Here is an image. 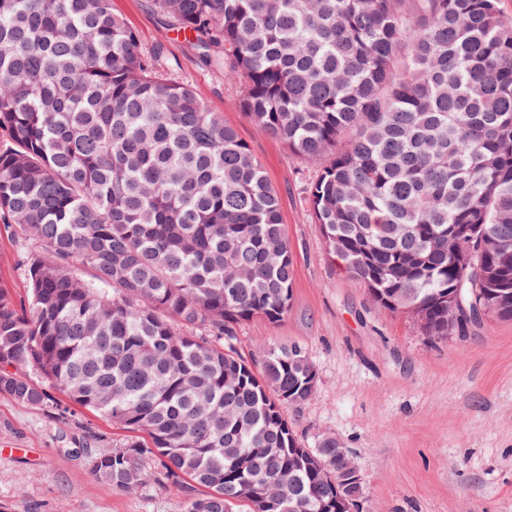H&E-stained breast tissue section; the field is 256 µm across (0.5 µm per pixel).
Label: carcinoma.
I'll list each match as a JSON object with an SVG mask.
<instances>
[{
    "label": "carcinoma",
    "mask_w": 512,
    "mask_h": 512,
    "mask_svg": "<svg viewBox=\"0 0 512 512\" xmlns=\"http://www.w3.org/2000/svg\"><path fill=\"white\" fill-rule=\"evenodd\" d=\"M500 0H152L257 128L327 159L306 203L375 305L448 335L442 299L512 289V15ZM112 0H0V223L28 286L0 289V394L47 409L35 373L133 433L99 454L123 490L185 512H338L336 443L311 453L299 346L259 368L234 325L277 323L294 256L261 162L202 93L160 75Z\"/></svg>",
    "instance_id": "1"
}]
</instances>
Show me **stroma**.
Masks as SVG:
<instances>
[{"label":"stroma","mask_w":512,"mask_h":512,"mask_svg":"<svg viewBox=\"0 0 512 512\" xmlns=\"http://www.w3.org/2000/svg\"><path fill=\"white\" fill-rule=\"evenodd\" d=\"M143 51L163 45L172 78L198 89L262 163L280 199L294 254L293 296L277 323L239 322L235 348L260 358L272 345L301 346L317 371L312 398L290 409L298 438H337L365 486L364 512H512V321L485 319L468 335L433 339L416 321L375 306L364 284L328 255L305 205L319 161L289 154L240 109L241 85L203 67L150 0H112ZM17 227L0 224V287L25 294ZM51 396L59 413L0 395V512H184L174 486L135 491L93 469L126 430Z\"/></svg>","instance_id":"obj_1"}]
</instances>
